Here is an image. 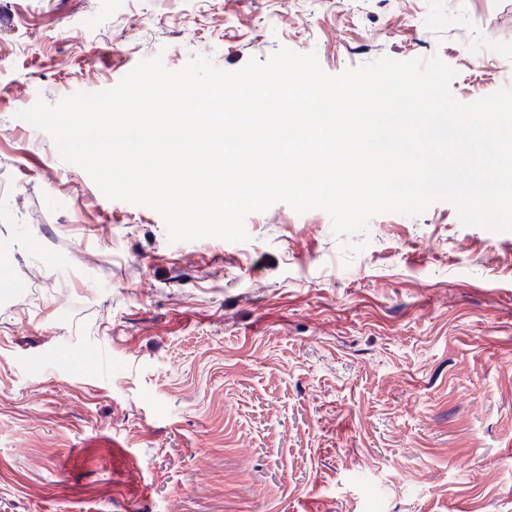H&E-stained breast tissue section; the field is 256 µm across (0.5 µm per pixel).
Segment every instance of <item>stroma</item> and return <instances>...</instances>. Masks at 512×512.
Returning <instances> with one entry per match:
<instances>
[{"label":"stroma","mask_w":512,"mask_h":512,"mask_svg":"<svg viewBox=\"0 0 512 512\" xmlns=\"http://www.w3.org/2000/svg\"><path fill=\"white\" fill-rule=\"evenodd\" d=\"M439 56L512 87V0L0 7V512H512V232L386 213L343 266L320 210L168 243L19 119L141 60ZM85 354L93 365H75Z\"/></svg>","instance_id":"obj_1"}]
</instances>
